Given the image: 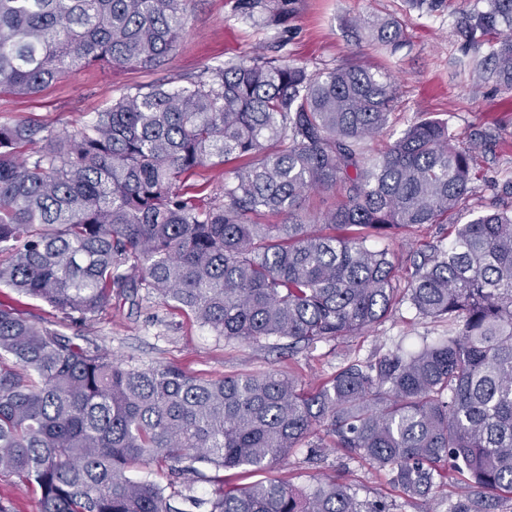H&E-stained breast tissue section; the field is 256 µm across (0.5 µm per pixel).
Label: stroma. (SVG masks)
<instances>
[{
    "label": "stroma",
    "mask_w": 512,
    "mask_h": 512,
    "mask_svg": "<svg viewBox=\"0 0 512 512\" xmlns=\"http://www.w3.org/2000/svg\"><path fill=\"white\" fill-rule=\"evenodd\" d=\"M474 4L475 0H440L436 7L419 9L411 0H290L287 22L263 27L243 20L235 0H190L181 47L161 66L89 69L65 75L34 95L1 94L0 123L34 119L56 129L73 128L92 120L133 86L169 87L177 77L198 74L258 49L312 70L350 60L391 70L397 79L398 103L386 138H397L417 117L426 115L449 120L459 147L477 146L484 178L474 183L466 211L456 217L463 224L471 212L494 204L512 208V90L456 72L451 64L460 54L455 15ZM368 14L399 23L405 42L396 54L359 37L354 23ZM420 243L447 246V225L399 232L393 242L398 278L421 262L416 252ZM446 331L445 324L416 319L403 304L366 334L322 341L288 356L278 349L225 341L182 311L149 299L135 310L126 305L112 309L86 335L99 347L137 364L163 362L203 377L284 371L309 384L332 376L346 359L365 360L398 346L409 349ZM309 455V448L293 449L285 462L269 470V477L305 488L323 476L342 474L360 498L383 500L390 512L423 510L390 486L384 473L365 463L336 451L325 452L314 463Z\"/></svg>",
    "instance_id": "1"
}]
</instances>
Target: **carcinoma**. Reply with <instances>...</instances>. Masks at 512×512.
<instances>
[{"instance_id": "carcinoma-1", "label": "carcinoma", "mask_w": 512, "mask_h": 512, "mask_svg": "<svg viewBox=\"0 0 512 512\" xmlns=\"http://www.w3.org/2000/svg\"><path fill=\"white\" fill-rule=\"evenodd\" d=\"M235 10L281 24L288 0ZM187 23V0H0V93L35 94L90 68L151 69ZM356 26L392 51L403 43L392 20ZM455 30L465 55L496 36L470 70L512 89V0L460 12ZM395 85L353 62L310 70L257 51L177 89L138 86L71 131L0 124V287L54 318L0 302V475L37 492L40 512H184L190 496L131 472L156 464L189 491L203 466L254 477L303 445L386 473L425 512L451 473L466 492L448 512H496L512 498V211L454 225L448 247L397 286L395 253L367 242L448 223L466 207L477 148H457L439 119L375 148ZM230 160L217 200L187 183ZM328 192L339 195L331 207H306ZM148 297L227 341L290 349L364 334L403 300L451 329L308 388L278 372L134 365L81 342L112 301ZM207 504L389 512L339 476L306 489L259 479ZM0 302H8L18 306L37 321L52 319L50 318L51 309L47 305L38 300L19 295L9 288H0Z\"/></svg>"}]
</instances>
